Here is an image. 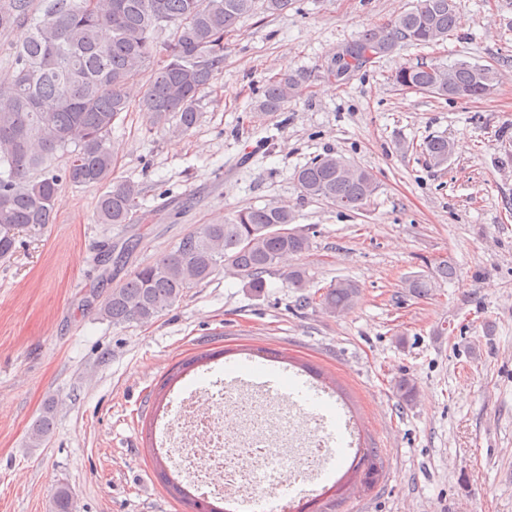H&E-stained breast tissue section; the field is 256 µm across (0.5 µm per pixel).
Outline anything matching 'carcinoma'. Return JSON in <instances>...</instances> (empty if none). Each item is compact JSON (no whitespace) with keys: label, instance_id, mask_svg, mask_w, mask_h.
Wrapping results in <instances>:
<instances>
[{"label":"carcinoma","instance_id":"carcinoma-1","mask_svg":"<svg viewBox=\"0 0 512 512\" xmlns=\"http://www.w3.org/2000/svg\"><path fill=\"white\" fill-rule=\"evenodd\" d=\"M262 2L275 14L289 0H10L0 9V29L24 23L27 35L16 46L15 74L0 86V257L13 252L16 235L54 223L65 184L101 187L97 216L103 224H132L137 218L139 185L112 178L108 140L114 122L130 109L128 90L140 84L148 63L163 56L145 86L138 105L156 124L188 134L199 122V100L224 67V40ZM461 21L458 0H417L379 29L366 31L348 47L347 70L401 43L429 45L448 39ZM171 29L163 45L157 31ZM406 90L472 99L487 95L495 72L488 66L457 61L446 66L421 63L396 73ZM297 93L290 77L265 86L261 106L285 110ZM423 150L436 165L448 161L451 145L437 137ZM68 155L58 167V153ZM302 192L342 208L359 210L376 191L373 175L335 156L320 157L295 174ZM291 210L267 205L242 208L222 223L201 224L169 251L130 271L99 308L114 325L145 323L179 302L186 290L222 272L264 287L263 274L291 255L310 247L309 236L291 228ZM129 239L112 250V265L123 266L137 248ZM453 276L448 261L428 275L411 279L407 288L427 295ZM357 284L340 280L326 288L320 303L331 313L352 309ZM53 405L46 406L30 428L29 445L40 447L53 432ZM153 460L167 492L191 510L200 500L169 475L162 455ZM377 448H360L348 482L370 492L382 477ZM53 512H73L70 489L59 486Z\"/></svg>","mask_w":512,"mask_h":512}]
</instances>
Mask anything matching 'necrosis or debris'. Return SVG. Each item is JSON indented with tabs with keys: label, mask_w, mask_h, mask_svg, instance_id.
<instances>
[{
	"label": "necrosis or debris",
	"mask_w": 512,
	"mask_h": 512,
	"mask_svg": "<svg viewBox=\"0 0 512 512\" xmlns=\"http://www.w3.org/2000/svg\"><path fill=\"white\" fill-rule=\"evenodd\" d=\"M169 424L179 475L194 491L233 501L237 512H253L262 500L271 512H288L287 499L270 488L289 481L309 491L334 454L317 416L299 417L248 387L190 395Z\"/></svg>",
	"instance_id": "obj_1"
}]
</instances>
